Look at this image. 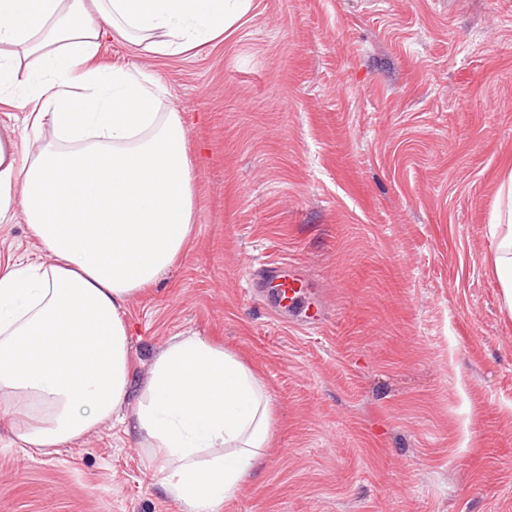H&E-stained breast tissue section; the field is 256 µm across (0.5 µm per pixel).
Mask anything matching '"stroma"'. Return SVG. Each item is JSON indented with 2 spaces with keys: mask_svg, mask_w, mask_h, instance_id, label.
Returning <instances> with one entry per match:
<instances>
[{
  "mask_svg": "<svg viewBox=\"0 0 512 512\" xmlns=\"http://www.w3.org/2000/svg\"><path fill=\"white\" fill-rule=\"evenodd\" d=\"M97 61L157 77L193 172L190 248L126 308L132 390L190 331L273 402L217 512H512V0H251L197 53ZM263 264L302 269L321 324L249 291ZM162 479L123 425L30 459L0 419V512H180ZM491 221L493 271L501 284L503 305L512 314V161L505 165Z\"/></svg>",
  "mask_w": 512,
  "mask_h": 512,
  "instance_id": "1",
  "label": "stroma"
}]
</instances>
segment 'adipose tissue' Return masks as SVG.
<instances>
[{
    "instance_id": "1",
    "label": "adipose tissue",
    "mask_w": 512,
    "mask_h": 512,
    "mask_svg": "<svg viewBox=\"0 0 512 512\" xmlns=\"http://www.w3.org/2000/svg\"><path fill=\"white\" fill-rule=\"evenodd\" d=\"M250 0H0V102L53 136L19 157L0 143V224L23 219L39 254L0 273V403L28 457L111 420L160 463L181 512H215L273 437L266 385L195 333L172 336L131 394L128 302L192 241L193 177L179 113L157 79L93 63L106 35L178 56L223 37ZM491 221L493 271L512 313V162Z\"/></svg>"
}]
</instances>
